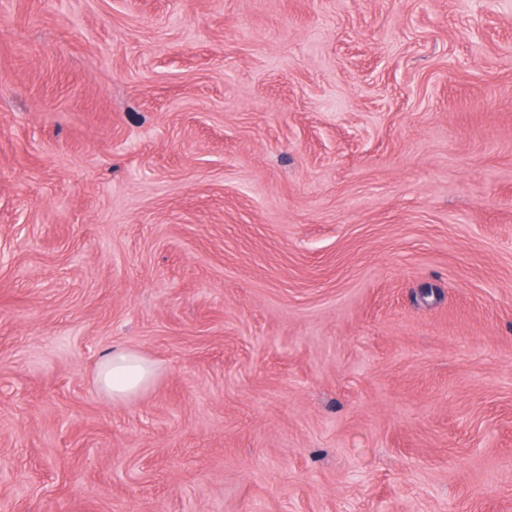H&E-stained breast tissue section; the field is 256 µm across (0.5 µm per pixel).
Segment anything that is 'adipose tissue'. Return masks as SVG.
<instances>
[{"label": "adipose tissue", "instance_id": "adipose-tissue-1", "mask_svg": "<svg viewBox=\"0 0 512 512\" xmlns=\"http://www.w3.org/2000/svg\"><path fill=\"white\" fill-rule=\"evenodd\" d=\"M154 377L155 369L149 361L126 348L109 350L94 370L96 384L116 402L129 400L146 390Z\"/></svg>", "mask_w": 512, "mask_h": 512}]
</instances>
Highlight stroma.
<instances>
[{
    "mask_svg": "<svg viewBox=\"0 0 512 512\" xmlns=\"http://www.w3.org/2000/svg\"><path fill=\"white\" fill-rule=\"evenodd\" d=\"M0 512H512V0H0ZM155 377L154 367L141 354L112 348L97 363L94 378L112 401L123 402L146 390Z\"/></svg>",
    "mask_w": 512,
    "mask_h": 512,
    "instance_id": "obj_1",
    "label": "stroma"
}]
</instances>
